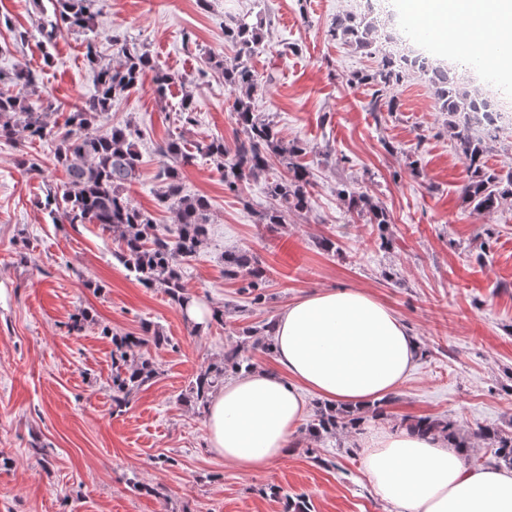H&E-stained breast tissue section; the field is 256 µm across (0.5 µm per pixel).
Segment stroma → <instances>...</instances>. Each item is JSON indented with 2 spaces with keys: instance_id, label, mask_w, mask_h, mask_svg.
I'll list each match as a JSON object with an SVG mask.
<instances>
[{
  "instance_id": "1",
  "label": "stroma",
  "mask_w": 512,
  "mask_h": 512,
  "mask_svg": "<svg viewBox=\"0 0 512 512\" xmlns=\"http://www.w3.org/2000/svg\"><path fill=\"white\" fill-rule=\"evenodd\" d=\"M393 2L404 30L422 31L440 56H459L455 20L418 18L408 0ZM357 3L95 0L93 30L64 28L49 44L42 29L54 18L50 0H0V72L36 71L56 106L50 125L63 124L94 92L87 41L109 62L118 58L117 42L146 47L173 76L160 97L146 72L140 88L113 100L95 123L141 129V172L128 195L159 229L173 223L159 201V146L177 138L193 151L220 138L231 149L241 137L235 93L210 70L211 61H233L224 42L231 18L263 38L251 60L261 79L256 113L304 147L314 183L308 212L263 224L259 214L271 204L263 180L230 194L215 163L193 151L182 186L208 199L210 224L183 281L198 303L224 312L223 324L196 336L162 289L143 287L119 261L118 234L56 221L44 208L64 179L54 140L0 142V512H284L288 496L305 498L311 512H396L361 466L362 433L394 429L406 417L450 418L483 464L493 456L474 431L495 425L512 433V198L487 214L464 203L463 158L420 77L387 89L393 110L370 108L373 88L356 76L373 59L327 34ZM186 97L191 125L179 119ZM30 159L35 167H27ZM345 185L385 208L390 224L351 214L339 196ZM324 238L332 251L320 248ZM241 249L270 278L262 307L222 273L225 252ZM341 288L386 305L419 346L384 418L322 438L300 431L261 473L225 465L209 450L206 413L181 393L243 327ZM81 311L91 321L76 333L69 325ZM146 324L170 340L148 350L160 375L114 411L112 337ZM105 326L110 335H102Z\"/></svg>"
}]
</instances>
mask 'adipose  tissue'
I'll use <instances>...</instances> for the list:
<instances>
[{
	"label": "adipose tissue",
	"mask_w": 512,
	"mask_h": 512,
	"mask_svg": "<svg viewBox=\"0 0 512 512\" xmlns=\"http://www.w3.org/2000/svg\"><path fill=\"white\" fill-rule=\"evenodd\" d=\"M277 370L257 369L214 393L211 451L243 472L282 457L305 414V393L363 406L408 376L418 345L384 304L328 290L288 305L274 326ZM361 462L377 495L402 512H512V470L470 466L443 438L403 428L367 435Z\"/></svg>",
	"instance_id": "ef3b65f1"
}]
</instances>
